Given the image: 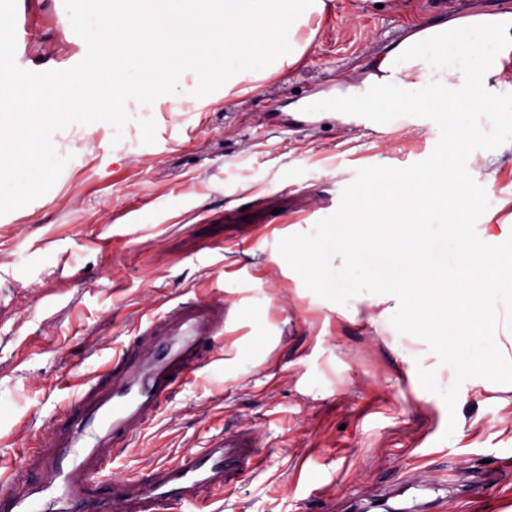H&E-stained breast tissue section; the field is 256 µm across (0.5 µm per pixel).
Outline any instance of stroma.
Returning a JSON list of instances; mask_svg holds the SVG:
<instances>
[{
	"mask_svg": "<svg viewBox=\"0 0 512 512\" xmlns=\"http://www.w3.org/2000/svg\"><path fill=\"white\" fill-rule=\"evenodd\" d=\"M301 65L204 104L166 90L151 121L124 140L111 104L57 137L65 165L50 192L0 199V470L35 441L144 319L149 298L229 299L227 332L205 370L175 387L116 471L177 457L243 430L261 438V470L241 476L213 512H337V499L400 494L418 512L436 495L408 471L455 469L458 512H512V392L482 405L415 398L386 324L352 323L288 261L306 227L332 225L364 173L419 172L446 130L428 112L321 113L299 122L289 102L352 82L366 57L420 18L470 0H327ZM94 0H0L10 36L0 57L28 91L66 86L85 66ZM254 362L225 375L240 348Z\"/></svg>",
	"mask_w": 512,
	"mask_h": 512,
	"instance_id": "stroma-1",
	"label": "stroma"
}]
</instances>
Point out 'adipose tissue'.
<instances>
[{
    "label": "adipose tissue",
    "mask_w": 512,
    "mask_h": 512,
    "mask_svg": "<svg viewBox=\"0 0 512 512\" xmlns=\"http://www.w3.org/2000/svg\"><path fill=\"white\" fill-rule=\"evenodd\" d=\"M162 15L147 0H110L93 37L113 50L112 66L128 94L114 115L117 133L147 124L148 88L176 84L187 99L208 98L215 81L240 95L297 65L326 19L325 0H163ZM512 76V8L479 5L435 21L414 23L397 41L369 57L359 84H336L303 99L298 112L422 111L444 105L468 129L454 155H440L423 173H392L385 183L361 177L352 207L338 216L347 233L300 253V273L313 286L335 285L337 313L357 323L392 324L418 349H396L412 391L429 401L459 392L512 391V263L497 248L512 225L495 223L512 208V193L486 203L470 182V145L480 134L467 126L472 108L494 106L503 119L494 156L512 142V105L492 92ZM14 96L0 101L9 125H0V152L37 155L44 125L66 116L84 124V105L98 87L78 73L63 88L29 92L18 74L0 71ZM458 366L456 385L432 381L442 362Z\"/></svg>",
    "instance_id": "obj_1"
}]
</instances>
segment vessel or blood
Segmentation results:
<instances>
[{
    "instance_id": "1",
    "label": "vessel or blood",
    "mask_w": 512,
    "mask_h": 512,
    "mask_svg": "<svg viewBox=\"0 0 512 512\" xmlns=\"http://www.w3.org/2000/svg\"><path fill=\"white\" fill-rule=\"evenodd\" d=\"M228 300L201 296L148 313L136 334L79 384L65 411L15 469L0 473V512H200L223 496L228 449L238 434L209 442L148 476L112 473L117 455L141 435L179 384L203 368L202 349L223 335ZM112 492L96 497L100 483Z\"/></svg>"
}]
</instances>
